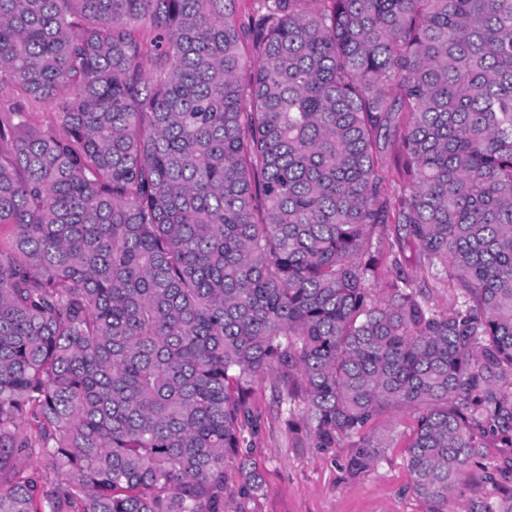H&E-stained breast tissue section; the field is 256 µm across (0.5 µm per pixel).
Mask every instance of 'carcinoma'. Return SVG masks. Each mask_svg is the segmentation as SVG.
Masks as SVG:
<instances>
[{
  "label": "carcinoma",
  "mask_w": 512,
  "mask_h": 512,
  "mask_svg": "<svg viewBox=\"0 0 512 512\" xmlns=\"http://www.w3.org/2000/svg\"><path fill=\"white\" fill-rule=\"evenodd\" d=\"M255 3L0 0V512H246L269 368L430 512L512 449V0ZM21 100L25 102L28 112H31V123L39 127H47L56 124L57 113L51 104L43 102H30L24 98H21Z\"/></svg>",
  "instance_id": "cac0c4a2"
}]
</instances>
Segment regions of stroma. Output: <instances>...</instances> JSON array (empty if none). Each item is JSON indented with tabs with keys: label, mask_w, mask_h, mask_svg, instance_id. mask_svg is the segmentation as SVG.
<instances>
[{
	"label": "stroma",
	"mask_w": 512,
	"mask_h": 512,
	"mask_svg": "<svg viewBox=\"0 0 512 512\" xmlns=\"http://www.w3.org/2000/svg\"><path fill=\"white\" fill-rule=\"evenodd\" d=\"M256 427L241 449L265 481L263 495L250 502V512H430L428 502L412 490L406 463V444L415 421L410 412H388L373 420L368 434L380 450L377 460L360 473H351L349 443L323 451L303 446L304 430L288 426V407L282 403L277 374L258 379L250 397ZM511 451L486 449L471 464L448 495L445 512H476L484 499L507 500L512 477L490 481Z\"/></svg>",
	"instance_id": "obj_1"
}]
</instances>
